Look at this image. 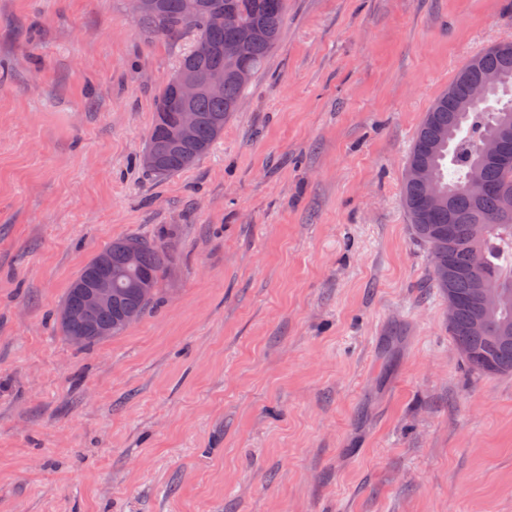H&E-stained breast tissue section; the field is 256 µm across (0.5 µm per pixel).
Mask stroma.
Returning <instances> with one entry per match:
<instances>
[{
    "label": "stroma",
    "mask_w": 512,
    "mask_h": 512,
    "mask_svg": "<svg viewBox=\"0 0 512 512\" xmlns=\"http://www.w3.org/2000/svg\"><path fill=\"white\" fill-rule=\"evenodd\" d=\"M194 38L131 0H0V512H512V374L469 370L402 187L512 0H287L223 136L139 163ZM168 233L158 304L91 346L56 313Z\"/></svg>",
    "instance_id": "1"
}]
</instances>
